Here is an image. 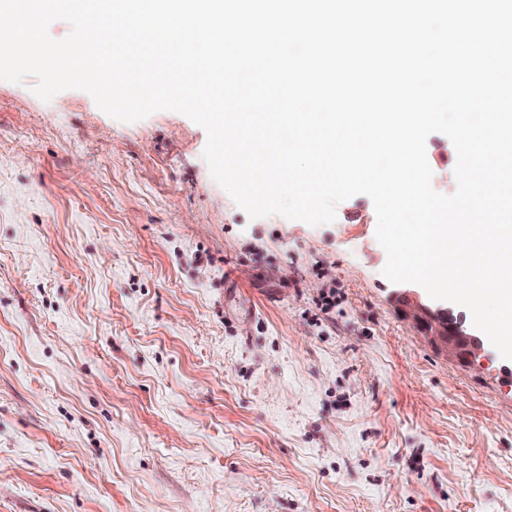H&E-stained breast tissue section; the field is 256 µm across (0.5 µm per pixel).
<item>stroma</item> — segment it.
<instances>
[{"mask_svg": "<svg viewBox=\"0 0 512 512\" xmlns=\"http://www.w3.org/2000/svg\"><path fill=\"white\" fill-rule=\"evenodd\" d=\"M206 143L0 81V512H512V361L401 318L368 196L253 219Z\"/></svg>", "mask_w": 512, "mask_h": 512, "instance_id": "stroma-1", "label": "stroma"}]
</instances>
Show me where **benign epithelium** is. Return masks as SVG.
I'll return each mask as SVG.
<instances>
[{
    "instance_id": "obj_1",
    "label": "benign epithelium",
    "mask_w": 512,
    "mask_h": 512,
    "mask_svg": "<svg viewBox=\"0 0 512 512\" xmlns=\"http://www.w3.org/2000/svg\"><path fill=\"white\" fill-rule=\"evenodd\" d=\"M401 316L413 327L449 356L465 364H471L479 357L480 342L462 321L448 316V309L433 306L407 296L400 298Z\"/></svg>"
}]
</instances>
